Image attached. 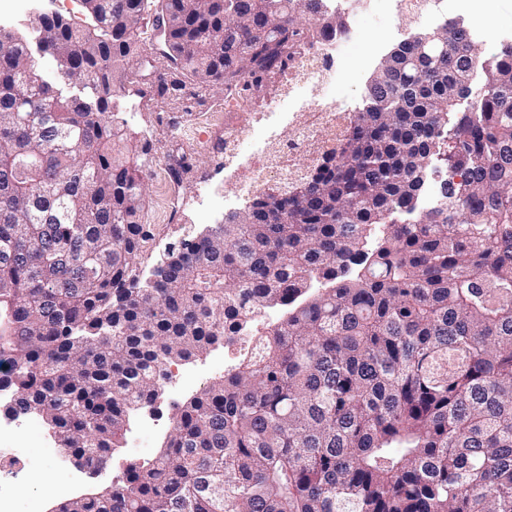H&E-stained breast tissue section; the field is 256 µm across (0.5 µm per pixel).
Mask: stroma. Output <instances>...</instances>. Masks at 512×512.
Instances as JSON below:
<instances>
[{"label": "stroma", "instance_id": "obj_1", "mask_svg": "<svg viewBox=\"0 0 512 512\" xmlns=\"http://www.w3.org/2000/svg\"><path fill=\"white\" fill-rule=\"evenodd\" d=\"M357 25L372 36L381 38L384 49H391L395 41L427 30V23L409 16H396L379 10L371 15L357 17ZM379 59H371L367 66H359L355 57L340 61L334 93L337 98L362 107L366 87L379 66ZM151 65L147 58H140L122 78L123 88L116 98L115 112L125 116L128 108H136V132L150 137L154 146L151 175L147 181L144 220L149 224H167L173 231L182 225L195 228L206 226L207 220L200 213L196 190L201 182L208 181L214 187L224 182V157L209 149L194 151L188 148L190 139L208 137L216 114L224 102L220 89L204 90L186 76H178L177 85L167 93H158L151 82ZM185 159L188 168L181 184H174L169 175V165L175 159ZM224 345L217 344L205 353L190 360L189 365L199 373L198 381L191 387H164L154 408L137 411L129 422L130 429H137L140 421L149 417L167 421L177 406L183 405L201 390L213 385L224 374L219 364L224 357ZM170 426L159 428L146 440L142 451L129 448L116 449L106 466L92 471L70 462L71 471L79 474L83 490L104 493L110 491L123 477L127 466L133 462L154 459L161 451ZM51 463H44L39 470L22 477L24 492L15 503V512H40L41 502L58 506L61 502L54 486L48 485L47 477L53 476Z\"/></svg>", "mask_w": 512, "mask_h": 512}]
</instances>
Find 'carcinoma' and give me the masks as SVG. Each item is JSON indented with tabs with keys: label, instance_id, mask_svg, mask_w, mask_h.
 <instances>
[{
	"label": "carcinoma",
	"instance_id": "obj_1",
	"mask_svg": "<svg viewBox=\"0 0 512 512\" xmlns=\"http://www.w3.org/2000/svg\"><path fill=\"white\" fill-rule=\"evenodd\" d=\"M82 2L90 28L0 31V408L93 470L172 364L286 313L151 463L56 512H512V42L482 59L447 26L380 64L334 163L188 231L149 275L169 230L142 223L153 146L113 112L143 0ZM286 2L158 0L162 55L251 93L346 28L328 0ZM438 149L450 207L418 211Z\"/></svg>",
	"mask_w": 512,
	"mask_h": 512
}]
</instances>
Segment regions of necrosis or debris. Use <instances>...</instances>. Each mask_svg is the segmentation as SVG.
I'll list each match as a JSON object with an SVG mask.
<instances>
[{"mask_svg": "<svg viewBox=\"0 0 512 512\" xmlns=\"http://www.w3.org/2000/svg\"><path fill=\"white\" fill-rule=\"evenodd\" d=\"M379 1L398 16L422 19L448 12L447 0H336V5L346 13H368ZM350 49L367 57L380 51L381 44L351 29L321 36L298 51L285 73L273 74L260 97L225 95L217 131L224 140V208L235 211L277 194L296 176L333 163L336 139L352 119L353 108L330 90L336 64ZM31 426L28 420H0V512H14L21 471L38 466L27 451Z\"/></svg>", "mask_w": 512, "mask_h": 512, "instance_id": "1", "label": "necrosis or debris"}]
</instances>
